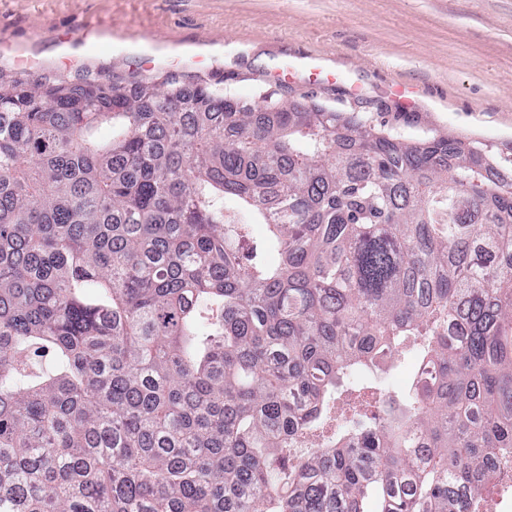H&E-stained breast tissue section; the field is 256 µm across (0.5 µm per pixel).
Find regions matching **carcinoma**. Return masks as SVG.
Wrapping results in <instances>:
<instances>
[{"mask_svg":"<svg viewBox=\"0 0 512 512\" xmlns=\"http://www.w3.org/2000/svg\"><path fill=\"white\" fill-rule=\"evenodd\" d=\"M495 456L511 156L172 74L0 76V512H472ZM415 371V361L409 357L405 358L401 365L386 377V390L395 395H402L409 388Z\"/></svg>","mask_w":512,"mask_h":512,"instance_id":"carcinoma-1","label":"carcinoma"}]
</instances>
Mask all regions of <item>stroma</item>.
<instances>
[{
	"label": "stroma",
	"mask_w": 512,
	"mask_h": 512,
	"mask_svg": "<svg viewBox=\"0 0 512 512\" xmlns=\"http://www.w3.org/2000/svg\"><path fill=\"white\" fill-rule=\"evenodd\" d=\"M101 29L59 65L57 36ZM158 64L138 69L134 53ZM204 66L192 65L195 56ZM322 57L336 80L269 72L298 56ZM27 65H19V58ZM0 73L72 84L172 73L191 85L220 79L257 104L269 89L312 96L347 112L398 119L409 134L435 130L493 141L512 152V0H0ZM412 89L403 104L391 88Z\"/></svg>",
	"instance_id": "obj_1"
}]
</instances>
